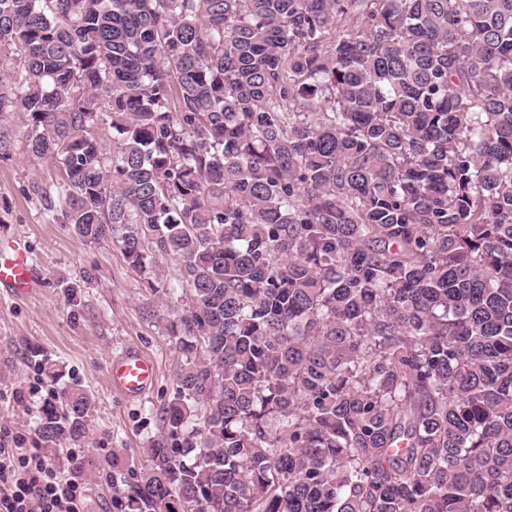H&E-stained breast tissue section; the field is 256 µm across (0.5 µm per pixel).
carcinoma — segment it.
Listing matches in <instances>:
<instances>
[{
	"label": "carcinoma",
	"mask_w": 512,
	"mask_h": 512,
	"mask_svg": "<svg viewBox=\"0 0 512 512\" xmlns=\"http://www.w3.org/2000/svg\"><path fill=\"white\" fill-rule=\"evenodd\" d=\"M17 149L70 235L189 291L112 512H512V0H0Z\"/></svg>",
	"instance_id": "cac0c4a2"
}]
</instances>
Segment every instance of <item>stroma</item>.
<instances>
[{
	"instance_id": "obj_1",
	"label": "stroma",
	"mask_w": 512,
	"mask_h": 512,
	"mask_svg": "<svg viewBox=\"0 0 512 512\" xmlns=\"http://www.w3.org/2000/svg\"><path fill=\"white\" fill-rule=\"evenodd\" d=\"M60 170L45 160L16 156L0 161V234L24 239L42 276L39 293L24 299L0 288V439L46 456L61 470L91 474L85 512H112L113 451L139 457L159 431L157 410L167 401L183 361L166 327L189 305L157 299L145 290L112 242L86 245L53 219L40 195ZM79 283L76 304L66 286ZM129 348L151 356L158 367L152 391L128 401L108 386V361ZM63 365L65 378L94 398L85 447L77 453L47 449L36 433L37 408L49 390L39 366Z\"/></svg>"
}]
</instances>
